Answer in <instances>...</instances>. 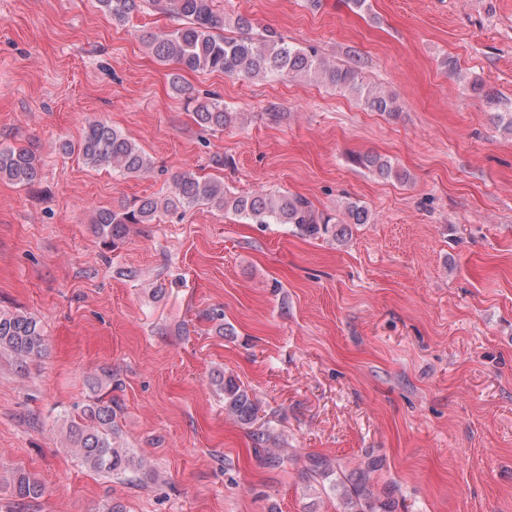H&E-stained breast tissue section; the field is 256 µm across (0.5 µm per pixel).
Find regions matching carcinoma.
<instances>
[{
  "mask_svg": "<svg viewBox=\"0 0 512 512\" xmlns=\"http://www.w3.org/2000/svg\"><path fill=\"white\" fill-rule=\"evenodd\" d=\"M164 13L177 18L178 25L164 29L147 39L152 56L162 65L175 66L172 85L185 91L181 73L219 72L242 79L255 77L313 76L334 90L357 94L364 108L397 115L398 98L364 82L359 66H337L310 48L296 46L276 31L253 37L249 18L239 15L233 25L245 31L237 38L224 36V13L214 9V0H152ZM101 11L115 25L123 26L139 11L141 0H97ZM197 124L212 131L236 125L240 113L230 112L217 97L196 102ZM65 149L78 153L91 167L110 168L122 175L138 177L152 171V162L140 146L105 119L87 123L77 144ZM360 163L383 179L404 180L407 173L381 155H365ZM40 159L26 147L0 148V179L31 185L39 179ZM201 204H212L230 211L253 224H292L309 237L330 236L336 240L348 234V225L366 224L368 209L358 202L345 207V220L317 213L303 196L255 192L237 195L224 189V183L204 179L184 171L173 177L169 191L158 197H144L118 210L101 209L93 223L99 233L115 245L129 232L132 224H152L161 216L177 210L187 211ZM43 338L36 319L25 314H0V353L23 364L42 351ZM224 392V409L236 420L249 425L257 420L259 408L248 390L235 378L217 376ZM116 410L113 402L96 399L83 411L82 423L69 428L72 448L89 469L119 475L144 465L141 458L112 441ZM379 464L368 461L350 471L336 468L325 458L311 459V471L321 478H333L341 492L345 512H395L394 490L376 488L374 473ZM6 483L22 499H35L42 485L29 474L16 470Z\"/></svg>",
  "mask_w": 512,
  "mask_h": 512,
  "instance_id": "cac0c4a2",
  "label": "carcinoma"
}]
</instances>
